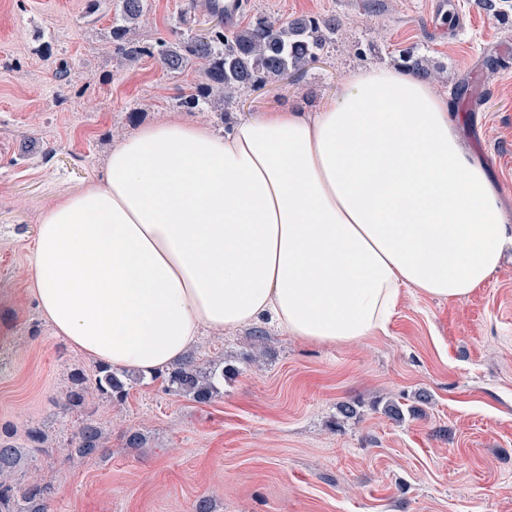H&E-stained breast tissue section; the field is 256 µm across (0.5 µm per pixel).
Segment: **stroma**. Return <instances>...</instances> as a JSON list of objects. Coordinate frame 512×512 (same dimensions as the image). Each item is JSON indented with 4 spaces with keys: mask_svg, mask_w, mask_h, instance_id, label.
Listing matches in <instances>:
<instances>
[{
    "mask_svg": "<svg viewBox=\"0 0 512 512\" xmlns=\"http://www.w3.org/2000/svg\"><path fill=\"white\" fill-rule=\"evenodd\" d=\"M116 4L0 0V437L23 447L31 428L46 436L15 481H51L52 512H194L202 497L212 512H512V250L465 299L406 289L385 331L354 344L309 343L267 323L203 332L193 352L224 363L210 405L143 377L124 403L90 401L106 454L64 459L82 415L63 412V397L72 374L93 377L97 363L41 316L29 252L41 212L101 178L112 148L141 125L181 119L220 131L238 112L317 110L349 72L396 65L409 49L448 96L462 147L488 165L512 230V19L480 0H248L251 15L333 14L341 28L317 62L239 90L223 114L180 105L197 68L172 76L150 56L118 66ZM185 5L145 0L137 39L175 40ZM462 81L471 95L454 99ZM391 400L415 414L388 418ZM343 401L356 417L340 415ZM130 429L144 447L125 446Z\"/></svg>",
    "mask_w": 512,
    "mask_h": 512,
    "instance_id": "1",
    "label": "stroma"
}]
</instances>
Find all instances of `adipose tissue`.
I'll return each instance as SVG.
<instances>
[{
	"mask_svg": "<svg viewBox=\"0 0 512 512\" xmlns=\"http://www.w3.org/2000/svg\"><path fill=\"white\" fill-rule=\"evenodd\" d=\"M511 245L447 100L373 67L316 112L290 105L221 132L143 125L113 148L103 181L42 212L28 283L54 336L147 374L205 327L268 320L304 341L358 342L406 289L468 297Z\"/></svg>",
	"mask_w": 512,
	"mask_h": 512,
	"instance_id": "adipose-tissue-1",
	"label": "adipose tissue"
}]
</instances>
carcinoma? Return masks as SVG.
Here are the masks:
<instances>
[{
    "instance_id": "cac0c4a2",
    "label": "carcinoma",
    "mask_w": 512,
    "mask_h": 512,
    "mask_svg": "<svg viewBox=\"0 0 512 512\" xmlns=\"http://www.w3.org/2000/svg\"><path fill=\"white\" fill-rule=\"evenodd\" d=\"M144 13V0H121L120 12L113 21L111 45L120 64L136 63L147 47L133 37ZM340 20L336 16H299L281 21L257 15L245 25L224 29V17L209 31L200 34L188 28L179 39L157 43V55L164 70L179 74L192 65L203 71V82L181 97L187 109L202 108L205 103L229 104L239 89L278 80L296 74L315 61L319 51L336 35ZM400 66L413 78L430 76L422 58L406 51ZM165 390L190 397L195 403L208 405L219 393L224 379L221 362H199L192 354L157 374ZM135 384L133 375L109 365L98 366L93 381L83 373L72 376V386L64 399L67 412L84 410L93 394L124 402ZM105 436L92 417L83 419L67 457L92 458L104 451ZM27 452L6 440H0V512H49L55 488L35 476L25 484L13 483Z\"/></svg>"
}]
</instances>
